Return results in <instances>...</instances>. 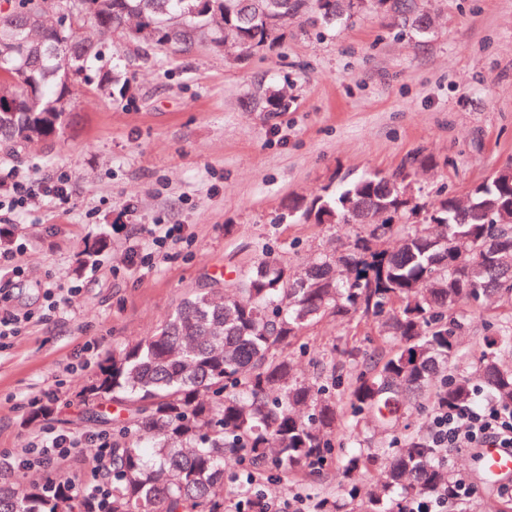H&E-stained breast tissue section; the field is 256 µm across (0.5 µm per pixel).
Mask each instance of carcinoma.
Here are the masks:
<instances>
[{
	"mask_svg": "<svg viewBox=\"0 0 512 512\" xmlns=\"http://www.w3.org/2000/svg\"><path fill=\"white\" fill-rule=\"evenodd\" d=\"M0 8V143L25 149L56 136L88 63L109 36L143 52L222 47L241 61L282 43L291 21L328 27L356 11L388 14L427 32L416 0H5ZM66 10L73 23L61 27ZM60 48L57 54L47 47ZM290 209L308 224H353L350 245L301 267L267 248L224 282L182 301L153 334L112 351L82 391L93 407L113 400L125 417L112 427L109 501L72 496L70 481L0 486V512H224V470H243L239 512H269L256 481L301 475L331 454L332 433L352 416L391 427L408 399L446 410L476 393L512 407V166L473 186L465 204L421 193L412 173L366 174ZM491 298L506 325L483 338L460 367V309ZM358 316L391 347L336 349L323 380L294 373L291 352L323 317ZM349 455L346 473L370 477L344 489L351 512H408L409 503L451 488L443 449L414 431Z\"/></svg>",
	"mask_w": 512,
	"mask_h": 512,
	"instance_id": "carcinoma-1",
	"label": "carcinoma"
}]
</instances>
